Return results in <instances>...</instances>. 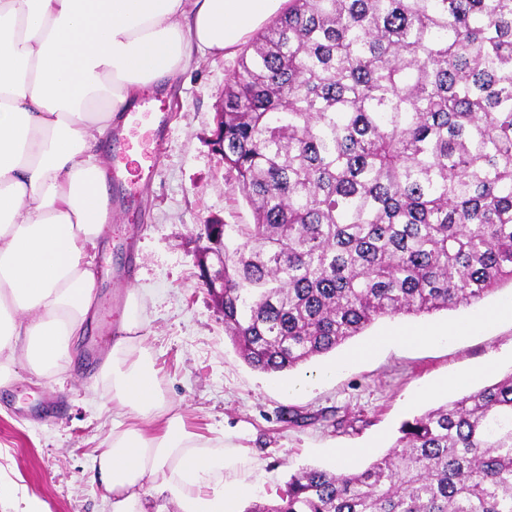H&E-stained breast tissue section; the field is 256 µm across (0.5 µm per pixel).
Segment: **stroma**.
<instances>
[{"label": "stroma", "mask_w": 512, "mask_h": 512, "mask_svg": "<svg viewBox=\"0 0 512 512\" xmlns=\"http://www.w3.org/2000/svg\"><path fill=\"white\" fill-rule=\"evenodd\" d=\"M239 56L236 50L194 55L170 87L141 94V111L153 116L156 168L131 159L117 134L102 140L119 174L111 179L108 244L95 255L96 328L81 344L91 360L59 378L18 363L10 384L0 388V478L17 484L21 498L37 500L43 512H110L85 472L113 427L132 423L114 408L111 384L94 377L112 350L130 290L138 296L141 345L168 406L187 430L223 441L237 458L224 478L251 488L238 512L275 499L303 468L366 467L390 449L404 421L512 370L510 315L454 340L410 337L512 301L508 284L469 308L377 319L329 357L281 376L243 361L195 261L202 224L252 221L209 144ZM399 332L408 340H396ZM329 360L345 366L327 382L287 393L289 383ZM466 372L467 386H455ZM295 412L302 423L291 422Z\"/></svg>", "instance_id": "35a3bbf8"}]
</instances>
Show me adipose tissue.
<instances>
[{
	"instance_id": "obj_1",
	"label": "adipose tissue",
	"mask_w": 512,
	"mask_h": 512,
	"mask_svg": "<svg viewBox=\"0 0 512 512\" xmlns=\"http://www.w3.org/2000/svg\"><path fill=\"white\" fill-rule=\"evenodd\" d=\"M283 0H0V386L12 365L64 371L94 320L96 250L112 219L98 138L194 54L221 55ZM122 320L101 378L136 423L113 433L89 479L112 512L151 486L182 512H235L233 460L188 431Z\"/></svg>"
}]
</instances>
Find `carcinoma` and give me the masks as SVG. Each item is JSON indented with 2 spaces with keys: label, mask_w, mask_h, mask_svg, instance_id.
Masks as SVG:
<instances>
[{
  "label": "carcinoma",
  "mask_w": 512,
  "mask_h": 512,
  "mask_svg": "<svg viewBox=\"0 0 512 512\" xmlns=\"http://www.w3.org/2000/svg\"><path fill=\"white\" fill-rule=\"evenodd\" d=\"M213 146L252 223L200 240L252 369L474 305L512 283V0H288L240 55ZM399 433L246 512H512V373Z\"/></svg>",
  "instance_id": "obj_1"
}]
</instances>
